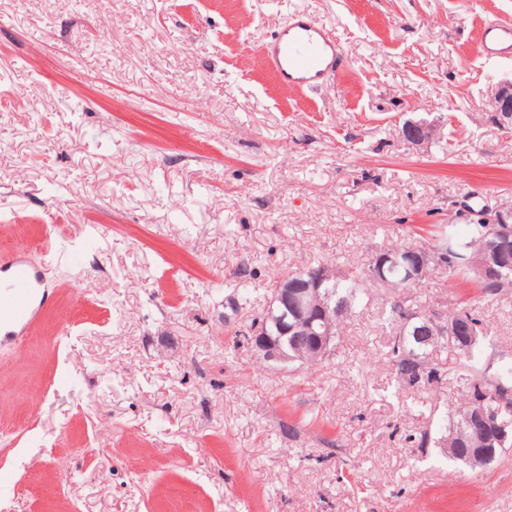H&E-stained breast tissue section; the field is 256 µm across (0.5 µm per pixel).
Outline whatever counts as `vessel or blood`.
I'll use <instances>...</instances> for the list:
<instances>
[{"instance_id": "vessel-or-blood-1", "label": "vessel or blood", "mask_w": 512, "mask_h": 512, "mask_svg": "<svg viewBox=\"0 0 512 512\" xmlns=\"http://www.w3.org/2000/svg\"><path fill=\"white\" fill-rule=\"evenodd\" d=\"M485 60L512 59V17L481 32ZM259 53L284 85L317 88L334 76L342 50L335 36L307 13H295L288 29L263 41ZM53 284L26 252L0 257V346L28 336L48 306Z\"/></svg>"}]
</instances>
